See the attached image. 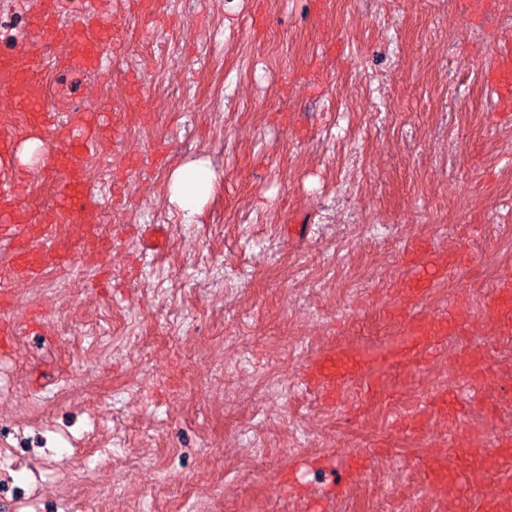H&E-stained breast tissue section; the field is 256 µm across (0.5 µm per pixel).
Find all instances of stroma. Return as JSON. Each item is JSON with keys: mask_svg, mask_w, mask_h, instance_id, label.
Listing matches in <instances>:
<instances>
[{"mask_svg": "<svg viewBox=\"0 0 512 512\" xmlns=\"http://www.w3.org/2000/svg\"><path fill=\"white\" fill-rule=\"evenodd\" d=\"M187 0L182 12H140L108 0L114 40L91 79L62 81L80 113H104L95 154L111 167L98 216L119 246L109 261L64 269L66 289L23 303L0 272L16 317L39 315L44 338L23 339L0 378L53 424L79 431L90 412L120 420L125 438L62 462L51 482L72 488L73 512H96L84 488L103 461L124 471L112 512H442L424 462L444 455L449 427L488 449L512 398L497 371L512 344L494 331L487 285L512 273V116L496 111L481 59L512 37V0ZM28 8L0 0V39L34 60ZM136 99L116 117L114 99ZM205 162L213 179L194 210L172 202L180 167ZM162 221L165 247L143 253L139 232ZM293 225L302 234L290 233ZM459 252L463 263L414 307L448 305L472 323L388 388L348 387L336 404L306 386L305 360L344 343L379 356L397 338L414 244ZM239 272L237 293L213 305L200 266ZM484 361L479 375L471 365ZM470 388L484 402L431 414L438 390ZM266 456L255 460L251 449ZM372 454L346 476L354 449ZM161 457L156 475L125 472L135 453Z\"/></svg>", "mask_w": 512, "mask_h": 512, "instance_id": "obj_1", "label": "stroma"}]
</instances>
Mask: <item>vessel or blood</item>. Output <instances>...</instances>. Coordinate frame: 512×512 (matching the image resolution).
Masks as SVG:
<instances>
[{"label": "vessel or blood", "mask_w": 512, "mask_h": 512, "mask_svg": "<svg viewBox=\"0 0 512 512\" xmlns=\"http://www.w3.org/2000/svg\"><path fill=\"white\" fill-rule=\"evenodd\" d=\"M103 3L104 0H91L87 19L66 30L51 24L53 6L41 8L35 17L34 36L39 42L48 46L58 42L70 46L71 53L61 64L70 74L83 73L102 62V46L108 39ZM480 71L497 99L498 111L512 112V45L497 47L482 60ZM0 95L13 99L20 129L27 137L49 140L58 136L74 143L73 148L66 151L44 152L43 168L56 178V205L42 223L26 224L22 218L30 201L22 192L24 175L11 162L17 137L13 134L0 137V244L14 252L12 276L33 280L48 264L74 265L80 259L76 243L57 236L56 224L63 216H78L98 204L96 187L84 180L81 167L85 155L95 150L99 134L85 125L61 126V106L45 97L31 62L8 52L0 54ZM410 263L415 271L408 284V299L412 302L421 299L438 279L454 275L459 265L457 259L443 257L429 248L415 251ZM489 295L501 328L512 327V279L505 277L493 283ZM457 321L453 312L431 323L405 318V339L389 350L390 364L413 362L419 348L441 342L449 326ZM307 368L309 384L322 397L332 399L355 377L368 376L370 363L362 351L340 349L310 359ZM494 445L495 453L480 466L462 456L452 464L443 457L426 463L428 478L440 499L447 502L450 512H465L464 494L472 490V475L479 468L496 473L501 487L499 500L483 503V512H497L500 500L512 498V432H499L494 437Z\"/></svg>", "instance_id": "1"}]
</instances>
